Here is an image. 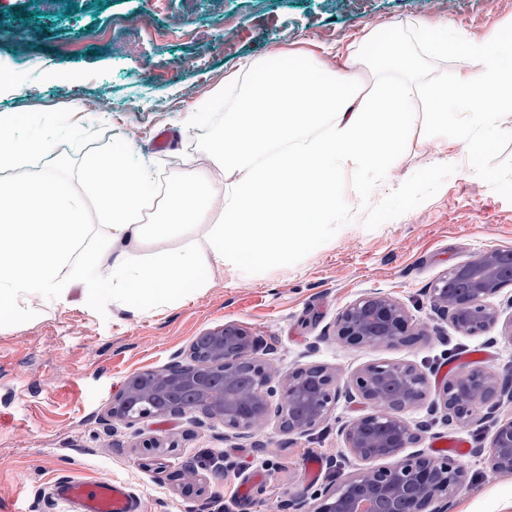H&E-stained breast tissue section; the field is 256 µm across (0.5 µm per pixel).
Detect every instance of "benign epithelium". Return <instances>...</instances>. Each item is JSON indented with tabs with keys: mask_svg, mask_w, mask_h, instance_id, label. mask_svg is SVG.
I'll use <instances>...</instances> for the list:
<instances>
[{
	"mask_svg": "<svg viewBox=\"0 0 512 512\" xmlns=\"http://www.w3.org/2000/svg\"><path fill=\"white\" fill-rule=\"evenodd\" d=\"M512 284V250L496 249L448 270L431 289L432 306L461 335L478 336L499 326L512 341V317L502 322L489 303ZM423 334L410 323L405 307L382 295L363 296L348 305L336 322V336L351 345L406 342ZM206 346L192 343L189 359L166 369L130 377L112 402V418L133 425L151 417L202 415L240 438H250L268 421L276 400L280 427L311 434L341 398L360 400L370 411L344 427L347 448L363 460L396 458L391 468L350 475L317 494L313 512H376L379 501H409L411 512H449L464 470L451 458L436 459L414 450L421 436L403 412L425 397L426 377L409 363H373L357 370L342 388L326 366L298 368L276 377L260 360L261 340L236 323L205 333ZM512 399V384L492 372H461L432 403L451 423H474L486 406ZM411 448L413 452L405 453ZM488 462L512 475V419L494 428Z\"/></svg>",
	"mask_w": 512,
	"mask_h": 512,
	"instance_id": "7a95c632",
	"label": "benign epithelium"
}]
</instances>
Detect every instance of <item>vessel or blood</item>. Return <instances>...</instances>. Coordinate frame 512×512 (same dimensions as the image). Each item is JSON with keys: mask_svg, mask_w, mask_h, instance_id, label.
<instances>
[{"mask_svg": "<svg viewBox=\"0 0 512 512\" xmlns=\"http://www.w3.org/2000/svg\"><path fill=\"white\" fill-rule=\"evenodd\" d=\"M58 496L79 512H133L136 501L128 487L103 477L91 483L67 481L58 486Z\"/></svg>", "mask_w": 512, "mask_h": 512, "instance_id": "1", "label": "vessel or blood"}]
</instances>
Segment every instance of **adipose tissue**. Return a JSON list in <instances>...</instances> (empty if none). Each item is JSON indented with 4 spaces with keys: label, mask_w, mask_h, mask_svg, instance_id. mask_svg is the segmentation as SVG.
<instances>
[{
    "label": "adipose tissue",
    "mask_w": 512,
    "mask_h": 512,
    "mask_svg": "<svg viewBox=\"0 0 512 512\" xmlns=\"http://www.w3.org/2000/svg\"><path fill=\"white\" fill-rule=\"evenodd\" d=\"M417 35L420 50L393 45L374 51L369 63L380 81L358 100L352 79L328 71L302 70L286 59L275 69L241 63L246 84L225 111L217 140L223 193L189 171L159 190L154 174L136 164L128 148L90 156L83 182L106 228L94 240L82 198L61 181L40 173L11 177L27 154L49 146L38 135L17 141V130L31 117L12 113L0 122V312L21 316L32 299L63 301L76 289L96 296L105 267L113 301L176 298L183 282L201 271L223 270L245 255L286 251L332 223L344 180L382 177L415 113H434L445 127L467 112L473 124L490 128L512 111V83L505 79L512 74V39L495 31L476 42L430 22L420 23ZM455 48L470 58V67L451 79L424 80L425 55ZM159 195L160 220L143 223ZM215 202L224 218L205 224ZM201 224L207 227L204 248L144 254L148 241Z\"/></svg>",
    "instance_id": "ef3b65f1"
}]
</instances>
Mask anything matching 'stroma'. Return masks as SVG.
I'll list each match as a JSON object with an SVG mask.
<instances>
[{"mask_svg":"<svg viewBox=\"0 0 512 512\" xmlns=\"http://www.w3.org/2000/svg\"><path fill=\"white\" fill-rule=\"evenodd\" d=\"M426 20L481 40L494 29L512 37V0H0V117L31 115L53 141L28 158L32 170L84 195L87 156L130 145L159 182L183 166L218 179L214 140L224 114L212 103L239 62L276 66L286 53L306 69L343 68L345 46L386 24L398 35ZM172 148L153 147L161 131ZM430 112L417 113L383 179L349 187L335 223L297 249L225 265L188 281L178 298L110 296L35 302L18 320L0 313V512H69L55 491L62 480L124 481L140 512H312L325 487L392 459L361 460L343 429L365 413L339 400L311 435L283 432L270 416L256 438L226 435L222 424L186 417L113 420L112 400L143 370L186 360L197 336L236 323L269 346L264 359L286 373L324 365L345 385L356 369L383 362L415 365L426 399L404 416L426 424L418 445L458 435L466 482L453 512H512V475L495 472L482 450L496 423L512 418L505 402L473 425L429 412L453 364L484 350L487 371L512 380V342L492 329L463 336L434 313L429 290L451 267L494 249H512V112L499 128L475 133L467 152L439 153ZM378 293L400 302L424 336L413 343L352 346L336 340L338 315ZM164 440L161 448L145 439ZM323 462L303 478L310 455ZM250 482L247 497L237 495Z\"/></svg>","mask_w":512,"mask_h":512,"instance_id":"stroma-1","label":"stroma"}]
</instances>
